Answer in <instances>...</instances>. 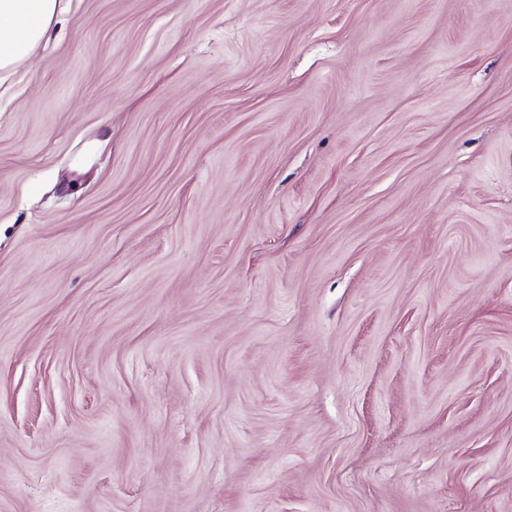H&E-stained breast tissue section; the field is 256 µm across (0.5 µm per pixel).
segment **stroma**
<instances>
[{
  "label": "stroma",
  "mask_w": 512,
  "mask_h": 512,
  "mask_svg": "<svg viewBox=\"0 0 512 512\" xmlns=\"http://www.w3.org/2000/svg\"><path fill=\"white\" fill-rule=\"evenodd\" d=\"M0 112V512H512V0H74Z\"/></svg>",
  "instance_id": "35a3bbf8"
}]
</instances>
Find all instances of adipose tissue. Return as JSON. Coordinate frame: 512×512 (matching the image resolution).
Instances as JSON below:
<instances>
[{
	"label": "adipose tissue",
	"mask_w": 512,
	"mask_h": 512,
	"mask_svg": "<svg viewBox=\"0 0 512 512\" xmlns=\"http://www.w3.org/2000/svg\"><path fill=\"white\" fill-rule=\"evenodd\" d=\"M65 10L64 0H0V75L11 76Z\"/></svg>",
	"instance_id": "obj_1"
}]
</instances>
